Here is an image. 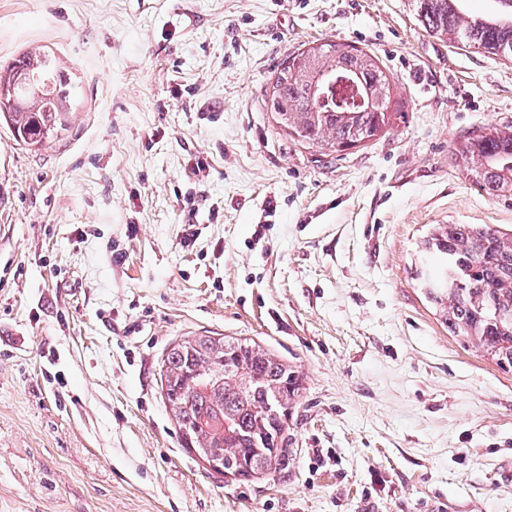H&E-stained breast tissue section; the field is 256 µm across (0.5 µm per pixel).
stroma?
I'll return each mask as SVG.
<instances>
[{
  "instance_id": "obj_1",
  "label": "stroma",
  "mask_w": 512,
  "mask_h": 512,
  "mask_svg": "<svg viewBox=\"0 0 512 512\" xmlns=\"http://www.w3.org/2000/svg\"><path fill=\"white\" fill-rule=\"evenodd\" d=\"M326 40L373 52L401 114L343 155L267 103ZM32 49L76 92L42 146L0 126V512H512V371L416 276L432 225L512 229L452 156L512 125V62L410 0H0V62ZM206 331L299 371L281 469L182 448L160 364Z\"/></svg>"
}]
</instances>
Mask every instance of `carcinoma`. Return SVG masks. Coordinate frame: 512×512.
I'll list each match as a JSON object with an SVG mask.
<instances>
[{
    "label": "carcinoma",
    "mask_w": 512,
    "mask_h": 512,
    "mask_svg": "<svg viewBox=\"0 0 512 512\" xmlns=\"http://www.w3.org/2000/svg\"><path fill=\"white\" fill-rule=\"evenodd\" d=\"M432 35L512 62V0L493 17L468 19L461 0H412ZM70 74L46 51H24L0 65V125L30 147L66 127ZM377 56L326 41L293 54L269 98L277 123L301 143L346 151L377 139L398 116ZM454 160L489 198L512 201V126L489 125L455 143ZM423 251L439 273L423 279L428 302L448 333L502 370L512 369V232L491 224H436ZM162 397L181 446L202 461L249 480L285 465V411L300 390L297 371L248 339L187 336L160 366Z\"/></svg>",
    "instance_id": "obj_1"
}]
</instances>
